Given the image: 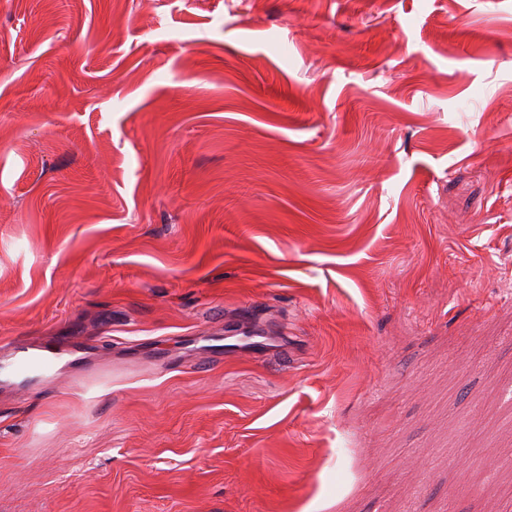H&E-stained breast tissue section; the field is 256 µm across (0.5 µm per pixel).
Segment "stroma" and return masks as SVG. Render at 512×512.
Listing matches in <instances>:
<instances>
[{
    "label": "stroma",
    "mask_w": 512,
    "mask_h": 512,
    "mask_svg": "<svg viewBox=\"0 0 512 512\" xmlns=\"http://www.w3.org/2000/svg\"><path fill=\"white\" fill-rule=\"evenodd\" d=\"M0 512H512V0H0ZM20 354L14 363L15 374L22 376L34 367L41 368L43 370H49L53 361L47 357L32 354L28 348H19L14 351V356Z\"/></svg>",
    "instance_id": "obj_1"
}]
</instances>
